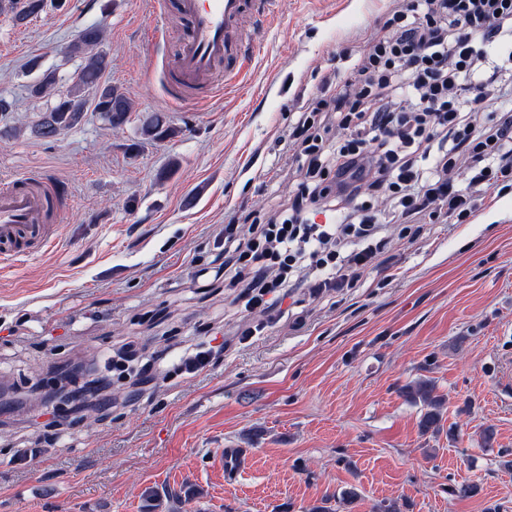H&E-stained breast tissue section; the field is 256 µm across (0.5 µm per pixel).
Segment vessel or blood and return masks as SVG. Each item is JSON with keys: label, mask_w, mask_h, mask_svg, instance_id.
<instances>
[{"label": "vessel or blood", "mask_w": 512, "mask_h": 512, "mask_svg": "<svg viewBox=\"0 0 512 512\" xmlns=\"http://www.w3.org/2000/svg\"><path fill=\"white\" fill-rule=\"evenodd\" d=\"M248 0H157L162 14L177 12L189 24L174 58L167 62L173 105L192 103L196 90H213L216 74L239 83L248 65L241 53L240 21ZM59 183L49 173L23 172L0 185V270L41 254L59 238L69 213Z\"/></svg>", "instance_id": "1"}]
</instances>
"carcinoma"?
Returning a JSON list of instances; mask_svg holds the SVG:
<instances>
[{
  "mask_svg": "<svg viewBox=\"0 0 512 512\" xmlns=\"http://www.w3.org/2000/svg\"><path fill=\"white\" fill-rule=\"evenodd\" d=\"M46 0H0V13L9 11L13 20L24 24L38 16L45 7ZM104 31L98 25H91L79 32L67 46L66 54L78 57L81 63L72 77L68 90L58 95L51 110L44 113L34 127V132L45 140L56 138L62 131L78 125L84 117L87 105L112 127L120 128L129 123L132 114V101L118 87L105 82L104 75L112 69V59L101 49ZM139 131L148 142L172 139L179 130L169 124L159 112L147 113L139 117ZM406 395L421 401L427 411L421 418L422 431L436 432L442 421V399L434 395V385L429 381H419L404 388ZM185 487H148L143 492L147 502V512H177V506L189 497Z\"/></svg>",
  "mask_w": 512,
  "mask_h": 512,
  "instance_id": "carcinoma-1",
  "label": "carcinoma"
}]
</instances>
